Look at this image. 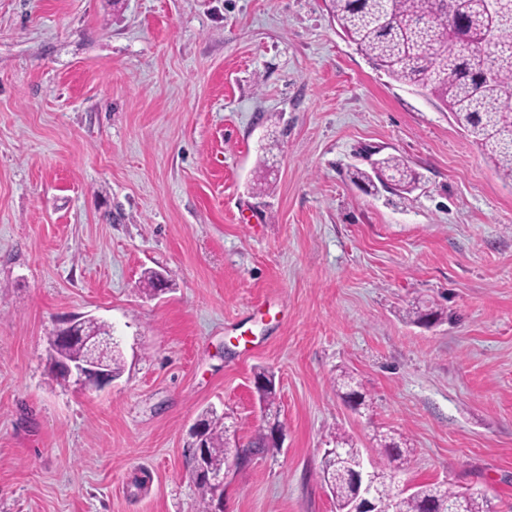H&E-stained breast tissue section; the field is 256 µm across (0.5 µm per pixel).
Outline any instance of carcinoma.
<instances>
[{
  "label": "carcinoma",
  "mask_w": 512,
  "mask_h": 512,
  "mask_svg": "<svg viewBox=\"0 0 512 512\" xmlns=\"http://www.w3.org/2000/svg\"><path fill=\"white\" fill-rule=\"evenodd\" d=\"M486 0H328L326 8L347 39L394 81L421 87L437 98L454 123L493 163L500 176L512 184V100L504 92L512 88V0H499L495 33L488 30ZM353 180L369 188L394 185L410 190L416 173L396 156L377 159L366 171L357 168ZM87 337L111 336L112 325L86 321ZM260 399L272 405L273 375L255 377ZM342 399L364 410L370 408L367 393L355 378L344 373L336 380ZM203 452L215 469L227 465L231 426L225 416L209 410ZM381 461L372 465L378 478L408 469L411 449L407 440L391 433L377 439ZM322 478L343 512L352 499L345 476L336 473V463L322 468ZM200 496V512H207L216 489L194 481ZM381 503L398 512H491L484 495L456 491L443 483H423L407 496L379 484Z\"/></svg>",
  "instance_id": "cac0c4a2"
}]
</instances>
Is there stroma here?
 Returning a JSON list of instances; mask_svg holds the SVG:
<instances>
[{
  "label": "stroma",
  "instance_id": "35a3bbf8",
  "mask_svg": "<svg viewBox=\"0 0 512 512\" xmlns=\"http://www.w3.org/2000/svg\"><path fill=\"white\" fill-rule=\"evenodd\" d=\"M367 147L416 188L355 185ZM75 316L121 338L103 389L52 370ZM260 367L284 441L251 453ZM210 407L248 452L224 512H336L338 430L512 512V185L324 0H0V512H198ZM336 387L344 401L347 399L352 405L359 406L360 409L369 410L371 405L370 399L361 384L352 375L349 373L341 374L336 380ZM380 462L374 461L373 470L379 479H383L389 471L401 473L408 469L411 457V448L407 446V440L401 435L385 433L377 439Z\"/></svg>",
  "mask_w": 512,
  "mask_h": 512
}]
</instances>
